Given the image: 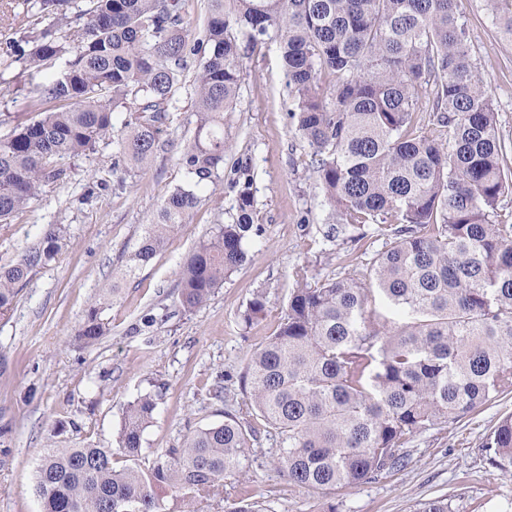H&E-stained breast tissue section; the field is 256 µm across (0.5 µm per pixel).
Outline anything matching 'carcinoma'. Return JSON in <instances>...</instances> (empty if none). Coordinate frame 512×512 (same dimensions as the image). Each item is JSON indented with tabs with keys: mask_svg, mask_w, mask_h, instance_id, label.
Listing matches in <instances>:
<instances>
[{
	"mask_svg": "<svg viewBox=\"0 0 512 512\" xmlns=\"http://www.w3.org/2000/svg\"><path fill=\"white\" fill-rule=\"evenodd\" d=\"M457 0H207L201 36L184 17V0H88V21L73 40L62 30L72 0H37L49 20L32 30L31 10L6 29L25 63L59 68L36 89L41 118L0 139V223L20 217L44 189L67 184L65 161L87 156L114 132L124 173L141 170L173 146L161 127L177 102L181 77L194 69L193 138L180 149L185 183L164 199L120 268L132 277L150 265L200 205V186L215 183L230 150L224 134L242 72L239 37L276 32L294 102L296 131L311 148L310 166L339 223L327 240L360 224H378L389 243L368 278L405 321L392 325L368 311L371 289L352 279L295 287L275 334L251 355L247 399L224 422L200 428L164 456H143L155 399L128 404L116 446L44 448L35 492L43 512H163L161 493L182 512L219 495L246 468L258 439L253 421L274 431L277 465L294 487L336 491L389 475L407 463L417 433L456 421L512 393V223L497 222L512 194V170L497 113L476 78ZM495 24L512 40V0H489ZM334 76L330 100L320 83ZM448 127L452 151L417 131L420 90ZM251 178L244 175L236 214L205 232L179 273L181 306H202L248 256L253 224ZM63 225L17 262L0 266V318L17 303L35 269L56 261ZM108 296L95 299L77 336L106 333ZM248 303L250 325L264 314ZM489 464L512 470V415L483 445ZM128 465L118 468L116 457ZM226 512H265L240 497ZM417 512H453L446 497Z\"/></svg>",
	"mask_w": 512,
	"mask_h": 512,
	"instance_id": "1",
	"label": "carcinoma"
}]
</instances>
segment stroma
<instances>
[{"label":"stroma","instance_id":"obj_1","mask_svg":"<svg viewBox=\"0 0 512 512\" xmlns=\"http://www.w3.org/2000/svg\"><path fill=\"white\" fill-rule=\"evenodd\" d=\"M476 73L497 112L501 139L512 142V42L491 17L487 0H458ZM53 72L36 73L0 37V136L37 119L36 88ZM192 82L184 80L163 128L171 150L134 175L114 169L111 140L79 159L67 187L46 188L26 213L0 224V266L13 264L61 224L66 238L56 262L33 272L9 318L0 319V512H42L34 491L45 446L82 448L114 444L129 402L155 396L154 420L143 452L156 457L180 447L194 430L223 422L224 408L246 398L240 378L253 351L272 336L288 308L296 269L309 281L363 279L372 254L385 246L377 225L324 238L328 209L310 167L311 149L295 130L292 104L275 35L246 48L234 112L227 116L232 149L215 185L200 188L201 204L154 263L122 281L104 312L109 331L92 345L75 328L89 303L110 287L158 208L184 182L177 148L195 130ZM252 180L253 222L259 236L247 261L201 308L179 302L178 272L201 235L235 212L240 171ZM265 313L245 324L254 294ZM154 314L156 323L142 322ZM512 395L477 413L416 435L404 468L337 493L335 500L293 488L277 466L278 447L267 432L247 449L239 480L227 481L223 500L204 512H224L246 495L272 512H414L447 497L453 512H512V473L493 468L481 446L503 417Z\"/></svg>","mask_w":512,"mask_h":512}]
</instances>
